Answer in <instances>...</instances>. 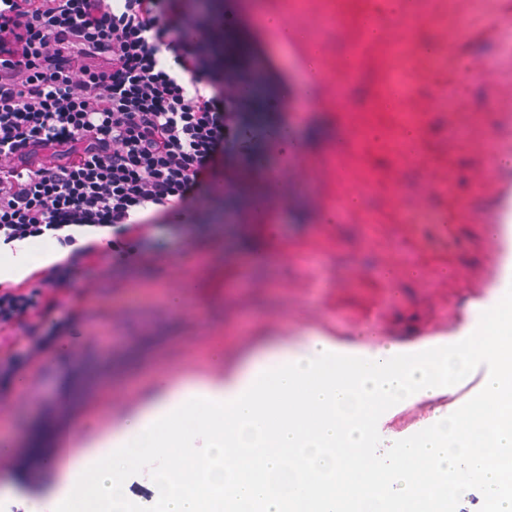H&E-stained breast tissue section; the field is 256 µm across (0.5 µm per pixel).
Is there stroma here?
Wrapping results in <instances>:
<instances>
[{
    "label": "stroma",
    "mask_w": 512,
    "mask_h": 512,
    "mask_svg": "<svg viewBox=\"0 0 512 512\" xmlns=\"http://www.w3.org/2000/svg\"><path fill=\"white\" fill-rule=\"evenodd\" d=\"M459 2L473 23V37L448 54L442 75L454 103L444 106L429 135L442 139L445 125L461 123L474 138L512 155V0ZM249 33L276 94L288 101L287 111L271 113L270 124L288 125L302 158L322 160L335 128L334 107H323L309 127H301L296 114L302 103L293 101L290 86L268 64L276 49L259 28ZM472 64L480 67L484 83L462 80ZM444 141L456 189L471 192L474 174L485 169L483 154ZM401 178V195L366 198L376 218L369 227L348 220L319 223L320 211L336 198L323 186L289 187L287 198H274L256 224L245 223L241 211L233 223L215 221L204 195L193 193L189 199L200 223L169 237L157 253L132 252L108 265L99 252L85 259L76 277L21 284L46 323H62L72 347L63 359L56 339L0 327V356L12 358L32 382L27 393L11 388L9 377L0 378V441L14 449L0 460V486L11 487L19 504L50 499L54 478L47 457L91 446L111 431L112 421L144 401L157 378L211 374L216 350L229 366L271 339L325 334L364 344L373 337L372 324L384 341L454 335L498 278L500 245L484 227L501 218L504 201L512 198V167L490 171L487 183L472 192L479 219L457 225L450 244L428 242L421 225L391 219L396 208L423 201L434 207L439 200L428 191L425 166H403ZM270 225L280 233V251L258 267L248 247ZM220 250L226 256L212 261L210 288L199 291L195 256ZM175 261L182 265L179 286L187 301L178 311L167 288ZM484 373V367L470 365L452 377L446 396L395 405L384 415L382 432L445 426Z\"/></svg>",
    "instance_id": "obj_1"
}]
</instances>
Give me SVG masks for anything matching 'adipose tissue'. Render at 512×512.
<instances>
[{"label":"adipose tissue","mask_w":512,"mask_h":512,"mask_svg":"<svg viewBox=\"0 0 512 512\" xmlns=\"http://www.w3.org/2000/svg\"><path fill=\"white\" fill-rule=\"evenodd\" d=\"M504 277L451 344L269 345L221 378H160L153 394L80 456L50 461L59 489L24 512H137L127 472L157 486L154 512H448L457 479L512 512V201ZM486 367L479 404L451 432L426 430L391 454L375 424L397 403L448 388V353ZM359 395L360 406L342 412Z\"/></svg>","instance_id":"1"}]
</instances>
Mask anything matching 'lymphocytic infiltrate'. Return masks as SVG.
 I'll list each match as a JSON object with an SVG mask.
<instances>
[{"label":"lymphocytic infiltrate","mask_w":512,"mask_h":512,"mask_svg":"<svg viewBox=\"0 0 512 512\" xmlns=\"http://www.w3.org/2000/svg\"><path fill=\"white\" fill-rule=\"evenodd\" d=\"M214 0H0V243L57 232L66 265L111 229L148 253L234 148L225 83L190 27Z\"/></svg>","instance_id":"obj_1"}]
</instances>
